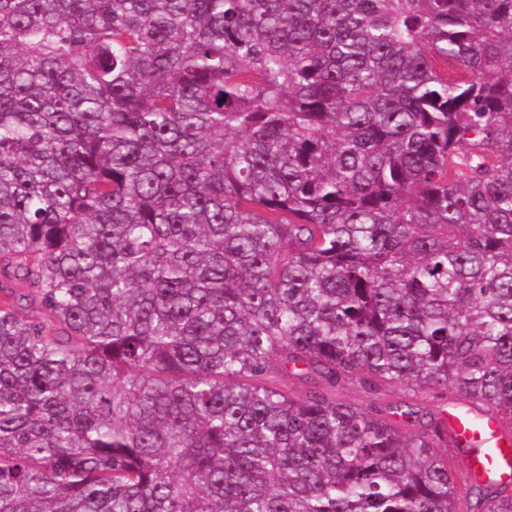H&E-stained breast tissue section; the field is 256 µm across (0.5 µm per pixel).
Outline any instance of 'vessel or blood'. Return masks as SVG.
Wrapping results in <instances>:
<instances>
[{"instance_id": "1", "label": "vessel or blood", "mask_w": 512, "mask_h": 512, "mask_svg": "<svg viewBox=\"0 0 512 512\" xmlns=\"http://www.w3.org/2000/svg\"><path fill=\"white\" fill-rule=\"evenodd\" d=\"M450 422L458 443L466 448L462 457L466 472L486 481H512V437L504 434L498 413H485L478 428L465 414L451 415Z\"/></svg>"}]
</instances>
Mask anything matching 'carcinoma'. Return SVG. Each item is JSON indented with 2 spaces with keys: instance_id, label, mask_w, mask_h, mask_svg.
Instances as JSON below:
<instances>
[{
  "instance_id": "cac0c4a2",
  "label": "carcinoma",
  "mask_w": 512,
  "mask_h": 512,
  "mask_svg": "<svg viewBox=\"0 0 512 512\" xmlns=\"http://www.w3.org/2000/svg\"><path fill=\"white\" fill-rule=\"evenodd\" d=\"M348 377L512 424V0H0V512H512ZM331 395L336 401L346 402L353 405H366L372 403L387 413L389 408L407 402L415 404V407L424 408V411H435L437 407L447 408L452 411L451 406L461 405L456 393L446 388H422L405 387L395 384L381 386L377 393H367L356 378L346 379L336 384Z\"/></svg>"
}]
</instances>
